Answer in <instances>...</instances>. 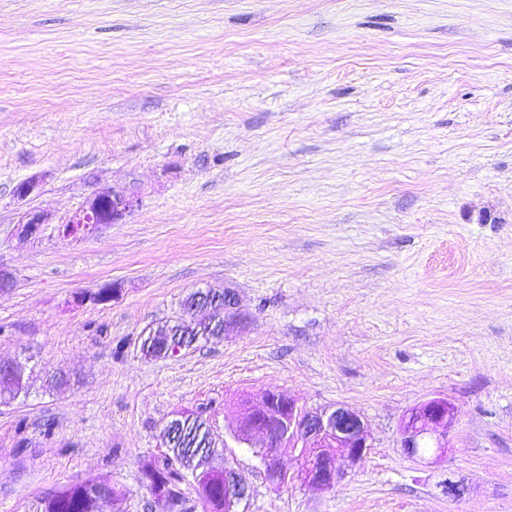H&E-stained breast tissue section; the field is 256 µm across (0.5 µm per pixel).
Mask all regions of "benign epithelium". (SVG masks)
I'll list each match as a JSON object with an SVG mask.
<instances>
[{"label": "benign epithelium", "mask_w": 512, "mask_h": 512, "mask_svg": "<svg viewBox=\"0 0 512 512\" xmlns=\"http://www.w3.org/2000/svg\"><path fill=\"white\" fill-rule=\"evenodd\" d=\"M139 204L132 193L102 188L96 191L68 222L59 227L64 238H83L94 234L105 224H118ZM42 215L29 212L18 228V237L25 240L39 231ZM107 292L76 296V303L88 300L103 304L118 296L121 285L108 283ZM219 291H199L188 319L196 327L210 332L218 325L228 328L246 322L234 291L224 289V305H218ZM455 423V406L443 397H434L410 409L400 429V447L412 457L426 458L419 452L425 442L435 447L428 457L438 461L447 455L448 433ZM235 439L256 450L264 463L268 479L275 484L288 482V473L277 462L278 450L290 447L303 460L296 479L304 486L329 490L367 453L366 422L357 412L343 405L330 409H308L281 392H268L258 397L247 396L239 403L234 429ZM194 482L200 497L210 488L224 484V512H237L236 507L249 495L246 475L231 466L216 469L203 463L194 470Z\"/></svg>", "instance_id": "obj_1"}]
</instances>
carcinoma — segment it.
I'll list each match as a JSON object with an SVG mask.
<instances>
[{"label":"carcinoma","mask_w":512,"mask_h":512,"mask_svg":"<svg viewBox=\"0 0 512 512\" xmlns=\"http://www.w3.org/2000/svg\"><path fill=\"white\" fill-rule=\"evenodd\" d=\"M170 337L188 349L199 341L189 332L187 320L176 322L169 329ZM28 359L20 361L18 370L0 393V399H15L26 393L23 386L27 374ZM208 424L202 414L181 413L180 417L167 423L165 436L168 442V456L161 465L148 463L143 467V484L149 493L159 498L167 496L177 503L176 512H185V500L180 484L186 474L215 453L212 442L207 440ZM100 509L97 491L86 483H76L63 490L51 491L38 502L37 512H98Z\"/></svg>","instance_id":"1"}]
</instances>
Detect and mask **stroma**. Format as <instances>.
Here are the masks:
<instances>
[{
  "label": "stroma",
  "mask_w": 512,
  "mask_h": 512,
  "mask_svg": "<svg viewBox=\"0 0 512 512\" xmlns=\"http://www.w3.org/2000/svg\"><path fill=\"white\" fill-rule=\"evenodd\" d=\"M104 187L139 207L61 237ZM0 266V363L35 364L0 404V512L79 482L159 512L141 467L198 409L244 512H512V0H0ZM208 287L245 327L144 356ZM271 391L364 417L333 489L289 448L273 484L234 440L239 398ZM433 397L456 422L426 465L399 427Z\"/></svg>",
  "instance_id": "obj_1"
}]
</instances>
